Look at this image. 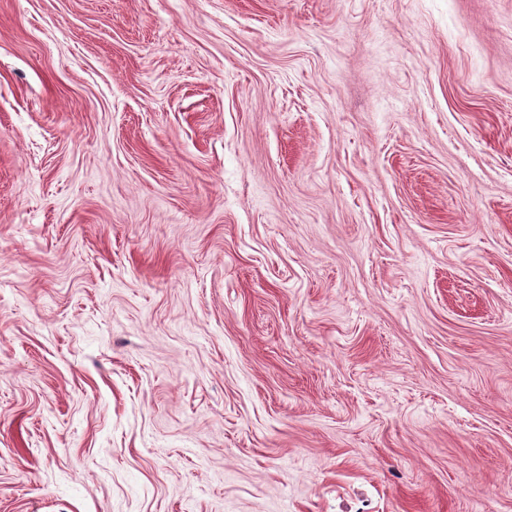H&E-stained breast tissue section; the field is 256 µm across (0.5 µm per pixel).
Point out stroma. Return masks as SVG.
<instances>
[{
	"label": "stroma",
	"mask_w": 512,
	"mask_h": 512,
	"mask_svg": "<svg viewBox=\"0 0 512 512\" xmlns=\"http://www.w3.org/2000/svg\"><path fill=\"white\" fill-rule=\"evenodd\" d=\"M0 512H512V0H0Z\"/></svg>",
	"instance_id": "35a3bbf8"
}]
</instances>
